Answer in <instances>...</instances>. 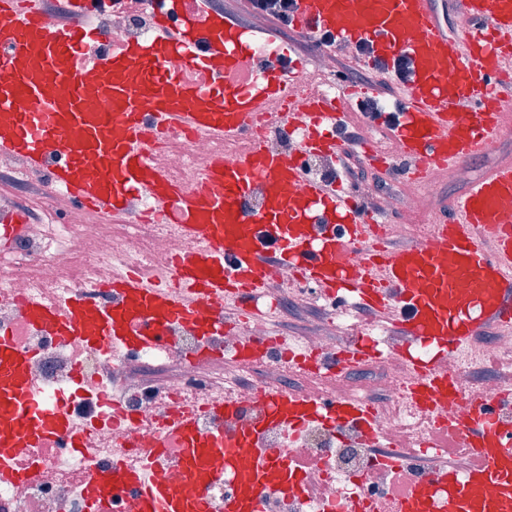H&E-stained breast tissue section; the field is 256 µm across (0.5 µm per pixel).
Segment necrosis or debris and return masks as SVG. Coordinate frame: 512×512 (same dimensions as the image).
I'll return each mask as SVG.
<instances>
[{"mask_svg":"<svg viewBox=\"0 0 512 512\" xmlns=\"http://www.w3.org/2000/svg\"><path fill=\"white\" fill-rule=\"evenodd\" d=\"M143 0H89V16L106 33L107 45L146 42L152 36ZM235 141L216 143L168 134L155 161L169 179L189 181L195 167L221 152L234 156ZM164 204L136 195L127 216L111 219L74 206L68 194L49 186L44 170L21 158L0 152V219L26 217L18 232L0 241V328L8 329L18 345L31 351L27 372L32 395L58 401L83 427L84 453L73 456L65 442L47 437L41 447L15 450L13 464L24 472L19 482H0V512H87L83 487L92 470L123 460L148 465L153 478L167 482L180 474L183 459L169 449L150 458L167 414L193 409L204 432L233 433L242 429L266 386L317 398H356L371 406L381 447L398 450L402 444L422 445L433 427L457 420L460 409L451 404L435 413L412 404L406 394L404 346L384 323L365 319L368 339L381 350L378 359L363 363L359 378L343 372L314 380L302 378L286 359H256L240 364L234 354L250 338L272 335L271 320L231 326L220 336H199L174 327L165 350H128L109 344L91 350L70 336H47L30 321V299L61 303L72 292L90 301L112 302L109 286L114 275L133 270L154 278L185 246L176 224L164 219ZM322 289L296 287L289 276L276 279L266 300L273 317L287 303L322 304ZM355 303L345 308L324 306L321 320L299 344L306 354L319 356L333 348L336 331L350 330ZM512 366V335L497 330L477 337L469 353L442 358L440 365L456 377L466 394L485 401L505 397L502 378L482 375L485 363ZM229 397L239 413L221 419L207 413L209 404ZM264 447L284 458L301 459L307 493L295 500L275 495L265 512H341L355 492H362L367 512H399L400 489L430 494L416 472L377 467L365 440L346 431L344 442L335 432L307 427L296 440L270 431Z\"/></svg>","mask_w":512,"mask_h":512,"instance_id":"4bbe7bcc","label":"necrosis or debris"}]
</instances>
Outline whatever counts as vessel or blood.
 Segmentation results:
<instances>
[{
	"mask_svg": "<svg viewBox=\"0 0 512 512\" xmlns=\"http://www.w3.org/2000/svg\"><path fill=\"white\" fill-rule=\"evenodd\" d=\"M41 2L0 0V151L48 168L52 188L103 215L126 214L140 193L171 202L190 246L162 281L118 275L111 306L75 295L62 311L32 305L31 320L92 347L110 341L162 349L166 322L196 324L208 302L219 305L206 324L216 332L229 319L262 316L275 272L347 292L359 308L432 350L430 361L417 353L406 358L414 403L439 409L459 400L465 406L459 424L433 436L434 447L466 449L465 467L451 457L425 466L426 479L444 495L428 508L407 500L402 512H512V429L501 428L493 404L464 396L438 363L463 350L487 321L512 329V211L506 208L512 166L475 181L429 241L396 247L371 240L359 193L336 192L305 171L304 157L342 155L336 130L346 115L328 97L310 98L307 111H286L305 74L289 50L260 58L261 81L244 90L234 74L254 41L241 25L203 12L199 0H181L177 19L171 0H152V39L96 57L81 72L76 55L92 31L58 25ZM452 16L458 21L453 39ZM294 24L313 39L327 33L340 46L368 45L381 61L410 58L413 74L392 131L399 153L388 160L389 171L427 182L486 154L512 132V118L495 108L500 86L512 78V0H296ZM174 55L177 72L168 65ZM275 105L284 109L285 131L298 136L296 151L270 149L251 132ZM174 131L217 143L238 138L244 147L197 167L190 183L180 185L151 157L155 139ZM88 157L98 162L91 173L83 166ZM258 180L268 201L252 210L244 201ZM296 183L305 187L298 203L283 194ZM358 248L365 257L356 264ZM376 353L368 342H350L323 366L354 367ZM27 362L1 328L0 420L8 428L0 432V458L50 433L67 434L71 453L79 454L80 436L62 407L32 401ZM262 400L263 410L245 429L217 438L201 436L193 414H175L165 437L183 448L182 474L160 483L116 462L96 468L85 491L91 512H111L112 496L121 490L136 495L140 512H210L207 487L223 471L238 485L224 512H263L270 492L296 493L303 479L297 464L258 455L271 427L348 420L373 429L369 409L356 400L277 391Z\"/></svg>",
	"mask_w": 512,
	"mask_h": 512,
	"instance_id": "vessel-or-blood-1",
	"label": "vessel or blood"
}]
</instances>
